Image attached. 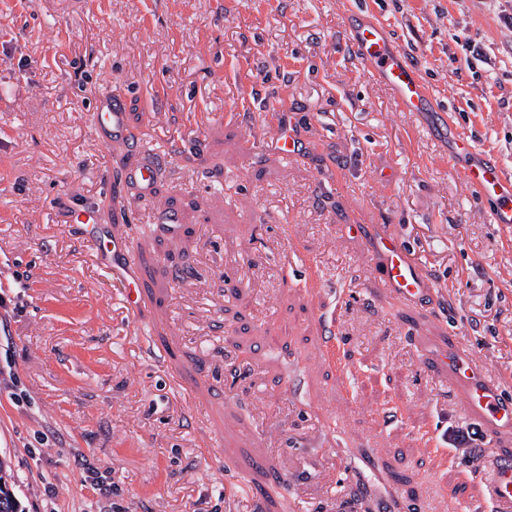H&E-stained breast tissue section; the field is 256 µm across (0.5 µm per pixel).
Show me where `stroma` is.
I'll return each mask as SVG.
<instances>
[{"mask_svg": "<svg viewBox=\"0 0 512 512\" xmlns=\"http://www.w3.org/2000/svg\"><path fill=\"white\" fill-rule=\"evenodd\" d=\"M360 17L435 108L396 109L346 41ZM113 89L162 166L145 193L120 179L142 155L92 128ZM275 109L307 160L264 150ZM458 135L512 172V0H0V459L23 512H261L226 466L234 431L296 512H384L394 475L401 512H487L512 429L473 425L443 355L512 375V231L449 160ZM85 203L137 248L148 322L52 222ZM381 229L430 280L422 304L387 292ZM367 452L376 474L350 476Z\"/></svg>", "mask_w": 512, "mask_h": 512, "instance_id": "35a3bbf8", "label": "stroma"}]
</instances>
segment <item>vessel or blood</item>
<instances>
[{
	"label": "vessel or blood",
	"mask_w": 512,
	"mask_h": 512,
	"mask_svg": "<svg viewBox=\"0 0 512 512\" xmlns=\"http://www.w3.org/2000/svg\"><path fill=\"white\" fill-rule=\"evenodd\" d=\"M348 44L388 88L397 109L419 112L431 106L429 90L405 56L390 45L380 24L366 21L349 29ZM271 118L277 130L271 150L293 160L304 159L306 150L301 135L289 122L287 114L278 111L272 113ZM93 128L105 140L138 151L145 148L143 137L128 126L126 115L117 102L106 100L98 106ZM158 173V166L144 164L129 170L128 178L134 187L144 192L151 188ZM464 178L481 197L494 201L495 206L489 214L491 223L512 228V174L498 163L485 161L467 166ZM65 221L83 225L84 244L98 260L119 254L115 272L124 282L125 302L131 309L144 311L139 288L143 269L133 243L112 239L102 230L95 211L90 208L69 210ZM371 245L386 270L385 286L391 295L405 304L414 305L430 293L431 284L422 268L393 234L379 231ZM448 360L464 384L462 395L471 416L480 422L493 423L500 429L512 428V401L502 396L503 380L484 377L482 365L460 345L449 347ZM232 464L248 491L260 495L263 508L274 507L278 512H291L293 501L288 491V480L272 459L261 452L245 449L233 455ZM486 497L494 506H512V460L499 459L493 463Z\"/></svg>",
	"instance_id": "obj_1"
}]
</instances>
